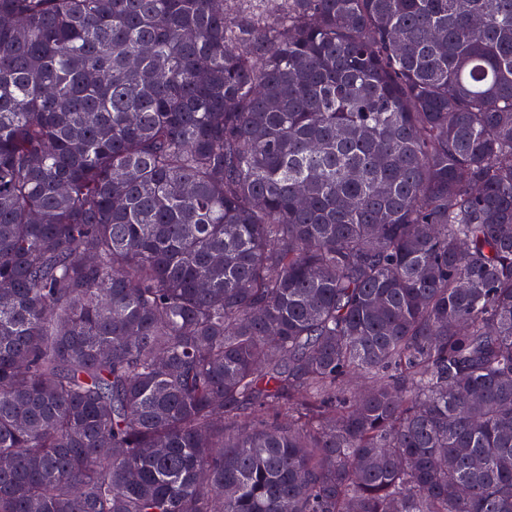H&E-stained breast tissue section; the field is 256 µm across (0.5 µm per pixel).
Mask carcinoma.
<instances>
[{"mask_svg": "<svg viewBox=\"0 0 512 512\" xmlns=\"http://www.w3.org/2000/svg\"><path fill=\"white\" fill-rule=\"evenodd\" d=\"M0 0V512H512V0Z\"/></svg>", "mask_w": 512, "mask_h": 512, "instance_id": "cac0c4a2", "label": "carcinoma"}]
</instances>
